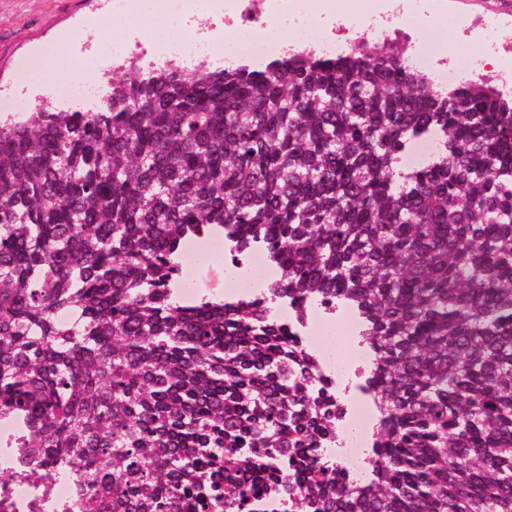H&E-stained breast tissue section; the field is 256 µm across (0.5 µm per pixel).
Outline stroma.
Wrapping results in <instances>:
<instances>
[{"label": "stroma", "mask_w": 512, "mask_h": 512, "mask_svg": "<svg viewBox=\"0 0 512 512\" xmlns=\"http://www.w3.org/2000/svg\"><path fill=\"white\" fill-rule=\"evenodd\" d=\"M431 10L435 22L426 37L446 55L456 53L464 29L477 16L512 41V0H432ZM108 19L109 0H0V97L57 107L54 91L40 83L20 90L19 71L30 61L43 68L64 59L90 75L88 59L102 46Z\"/></svg>", "instance_id": "stroma-1"}]
</instances>
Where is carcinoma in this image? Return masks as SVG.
Instances as JSON below:
<instances>
[{
  "label": "carcinoma",
  "mask_w": 512,
  "mask_h": 512,
  "mask_svg": "<svg viewBox=\"0 0 512 512\" xmlns=\"http://www.w3.org/2000/svg\"><path fill=\"white\" fill-rule=\"evenodd\" d=\"M200 232L359 310L370 481L304 466L336 401L261 302L173 292ZM0 417L79 512H240L276 467L297 512H512V98L359 47L132 63L95 112L0 121ZM435 143L427 138L415 140L401 156V164L406 168H416L427 161L435 152Z\"/></svg>",
  "instance_id": "obj_1"
}]
</instances>
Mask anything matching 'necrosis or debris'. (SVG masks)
Here are the masks:
<instances>
[{
    "label": "necrosis or debris",
    "mask_w": 512,
    "mask_h": 512,
    "mask_svg": "<svg viewBox=\"0 0 512 512\" xmlns=\"http://www.w3.org/2000/svg\"><path fill=\"white\" fill-rule=\"evenodd\" d=\"M428 0H371L365 13L338 16L336 0H166L171 27L194 26L180 38L152 37V60L221 59L264 63L283 56L289 31L299 44L322 56L350 49L360 32L399 45L412 64L444 84L472 69L473 46L461 43L455 62H448L425 42ZM282 277L264 248L239 254L224 252V295L228 300H265L269 317L285 328L313 360V372L336 401L335 439L321 444L314 455L342 482L367 478V450L377 423L372 393L363 385L370 351L361 339L358 311L345 303L287 299L269 301L267 287ZM17 426L0 419V512H61L77 505L83 487L44 471L24 457L11 442Z\"/></svg>",
    "instance_id": "1"
}]
</instances>
